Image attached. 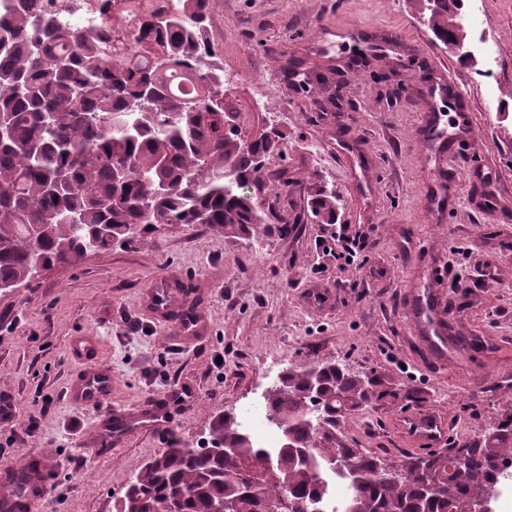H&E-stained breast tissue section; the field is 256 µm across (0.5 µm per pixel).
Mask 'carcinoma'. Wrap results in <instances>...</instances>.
I'll use <instances>...</instances> for the list:
<instances>
[{"mask_svg": "<svg viewBox=\"0 0 512 512\" xmlns=\"http://www.w3.org/2000/svg\"><path fill=\"white\" fill-rule=\"evenodd\" d=\"M210 0H177L167 18L141 22L144 50L119 63L97 58L85 33L61 25L44 6L17 0L0 18V287L24 286L37 265H72L115 241L156 224H200L211 231L248 232L263 224L286 236L297 221L266 210L265 158L279 150L273 130L247 141L224 129V76L205 58ZM438 10L419 0L420 13L443 43L468 41L459 5ZM168 65L157 72L156 54ZM313 221H336V195L322 186L309 202ZM319 398L307 394L309 375L290 369L268 394L279 447L253 445L229 416L217 417L207 444L173 441L147 462L120 496L117 512H266L288 495L291 512L326 502L328 476L347 485L346 512H487L512 481V411L458 448L397 459L356 448L342 438L344 421L399 396L377 371L352 373L316 366ZM237 451L224 455L227 441ZM464 452L470 461L453 468ZM388 469L386 476L379 473Z\"/></svg>", "mask_w": 512, "mask_h": 512, "instance_id": "carcinoma-1", "label": "carcinoma"}]
</instances>
